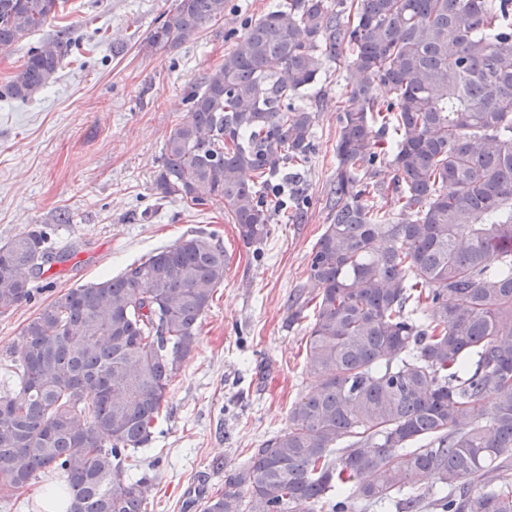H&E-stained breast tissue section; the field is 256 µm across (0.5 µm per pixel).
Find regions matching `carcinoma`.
Returning <instances> with one entry per match:
<instances>
[{"label":"carcinoma","instance_id":"carcinoma-1","mask_svg":"<svg viewBox=\"0 0 512 512\" xmlns=\"http://www.w3.org/2000/svg\"><path fill=\"white\" fill-rule=\"evenodd\" d=\"M61 6L0 0V49ZM224 7L175 0L148 41L189 40ZM71 46L64 28L31 48L0 97L32 98ZM327 61L345 69L346 99L308 261L314 392L241 466L212 463L224 485L202 512H512V0H281L188 93L157 189L222 203L242 242L262 243L274 180L287 168L296 182L313 150L316 114L292 100ZM63 257L39 230L0 246V313ZM227 268L213 236H183L28 321L9 364L18 391L0 395V504L49 469L68 512H147L153 477L129 461Z\"/></svg>","mask_w":512,"mask_h":512}]
</instances>
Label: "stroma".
<instances>
[{"mask_svg":"<svg viewBox=\"0 0 512 512\" xmlns=\"http://www.w3.org/2000/svg\"><path fill=\"white\" fill-rule=\"evenodd\" d=\"M276 2L226 0L222 20L159 49L148 36L174 0H66L50 25L0 50L2 85L28 49L57 30L76 41L54 83L25 102L0 99V245L37 227L70 252L35 281L31 301L0 315V394L15 390L3 362L22 328L58 292L120 274L184 235L215 234L230 256L199 344L137 455L154 478L147 512H200L199 492L224 482L212 461L240 465L312 390L304 336L317 290L308 259L327 222L342 69L327 63L298 100L316 114L301 179L305 223L279 210L268 238L247 246L222 204L193 206L155 187L187 92Z\"/></svg>","mask_w":512,"mask_h":512,"instance_id":"obj_1","label":"stroma"}]
</instances>
